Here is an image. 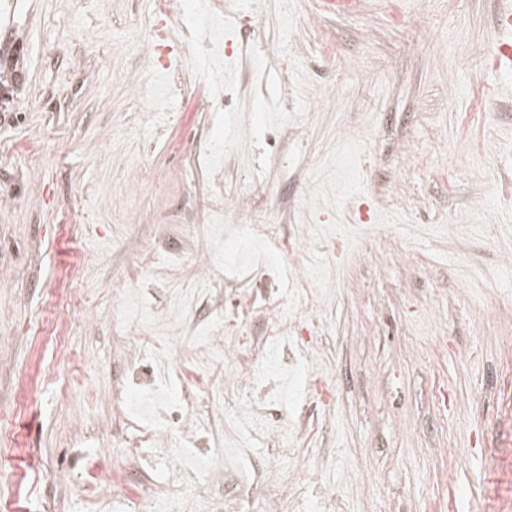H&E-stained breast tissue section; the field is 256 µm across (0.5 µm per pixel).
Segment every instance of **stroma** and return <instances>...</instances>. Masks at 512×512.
Masks as SVG:
<instances>
[{
    "instance_id": "stroma-1",
    "label": "stroma",
    "mask_w": 512,
    "mask_h": 512,
    "mask_svg": "<svg viewBox=\"0 0 512 512\" xmlns=\"http://www.w3.org/2000/svg\"><path fill=\"white\" fill-rule=\"evenodd\" d=\"M234 0L224 80L252 71L231 109L248 127L199 109L183 51L167 62L133 45L148 0H16L0 29V512H96L82 464L112 446L100 384H126L124 343L150 307L229 285L214 241L209 179L185 176L189 132L220 136L224 221L313 224L287 267L333 269L300 333L322 363L310 386L301 470H318L339 512H512V41L500 0ZM253 16L250 37L241 16ZM330 99L307 111L308 88ZM154 96L155 139L141 110ZM154 171L137 180L134 167ZM77 269L94 326L68 325L89 371H69L50 340ZM224 346L257 335L246 276ZM72 373L71 404L91 439L73 445L50 377Z\"/></svg>"
}]
</instances>
